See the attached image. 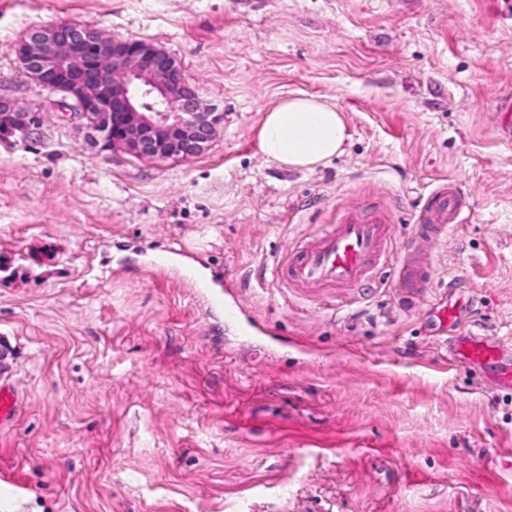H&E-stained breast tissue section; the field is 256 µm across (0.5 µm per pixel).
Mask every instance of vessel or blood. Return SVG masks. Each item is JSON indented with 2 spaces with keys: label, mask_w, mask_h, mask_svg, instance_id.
<instances>
[{
  "label": "vessel or blood",
  "mask_w": 512,
  "mask_h": 512,
  "mask_svg": "<svg viewBox=\"0 0 512 512\" xmlns=\"http://www.w3.org/2000/svg\"><path fill=\"white\" fill-rule=\"evenodd\" d=\"M465 209L466 201L455 183L438 186L419 216L421 233L440 238L444 225L466 222ZM388 222L387 213L381 210L367 217L355 208L345 210L315 239L302 241L294 248L288 259L289 283L301 289H358L374 265L386 257ZM399 285L408 294L428 287L426 268L408 260L400 269ZM18 408L16 390L1 384L0 428L13 423Z\"/></svg>",
  "instance_id": "b4317fda"
}]
</instances>
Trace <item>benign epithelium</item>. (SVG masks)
I'll return each mask as SVG.
<instances>
[{"instance_id":"obj_1","label":"benign epithelium","mask_w":512,"mask_h":512,"mask_svg":"<svg viewBox=\"0 0 512 512\" xmlns=\"http://www.w3.org/2000/svg\"><path fill=\"white\" fill-rule=\"evenodd\" d=\"M16 55L32 81L61 94V108L86 121L101 153L154 160L200 155L224 122V113L203 105L177 58L150 42L59 23L30 32ZM41 123V113L0 99V136L26 139Z\"/></svg>"}]
</instances>
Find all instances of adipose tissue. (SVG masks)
Here are the masks:
<instances>
[{
    "label": "adipose tissue",
    "instance_id": "ef3b65f1",
    "mask_svg": "<svg viewBox=\"0 0 512 512\" xmlns=\"http://www.w3.org/2000/svg\"><path fill=\"white\" fill-rule=\"evenodd\" d=\"M349 134L341 112L316 97L285 98L266 112L259 148L279 165L312 170L343 151Z\"/></svg>",
    "mask_w": 512,
    "mask_h": 512
}]
</instances>
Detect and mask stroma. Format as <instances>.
<instances>
[{"label":"stroma","instance_id":"1","mask_svg":"<svg viewBox=\"0 0 512 512\" xmlns=\"http://www.w3.org/2000/svg\"><path fill=\"white\" fill-rule=\"evenodd\" d=\"M56 23L174 55L224 114L208 150L97 155L14 52ZM296 93L350 134L311 172L258 145ZM1 98L44 120L0 137V512H512V360L452 357L512 337V0H0ZM451 180L469 216L436 241ZM349 205L390 213L386 265L296 294L294 245ZM465 199L453 182L438 186L430 195L426 208L419 216L422 234L439 239L445 228L441 224H462L467 220ZM429 283L427 268L421 267L413 257H410L400 268L399 285L405 293L414 294L427 288ZM19 408V395L8 385H0V428L13 423Z\"/></svg>","mask_w":512,"mask_h":512}]
</instances>
